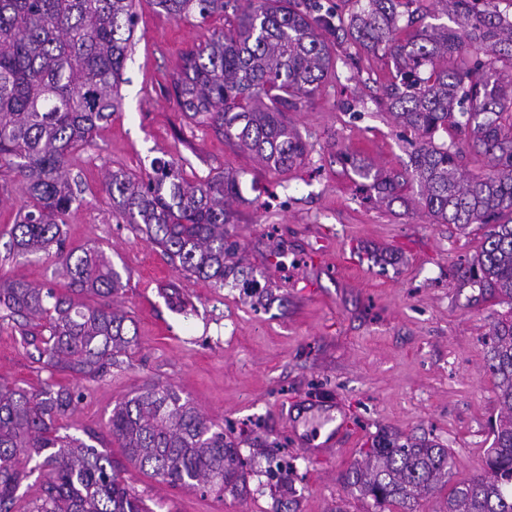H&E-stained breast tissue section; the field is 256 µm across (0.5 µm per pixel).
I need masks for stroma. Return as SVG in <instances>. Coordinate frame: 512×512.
I'll list each match as a JSON object with an SVG mask.
<instances>
[{
    "instance_id": "35a3bbf8",
    "label": "stroma",
    "mask_w": 512,
    "mask_h": 512,
    "mask_svg": "<svg viewBox=\"0 0 512 512\" xmlns=\"http://www.w3.org/2000/svg\"><path fill=\"white\" fill-rule=\"evenodd\" d=\"M225 28L222 16L178 21L143 0L122 107L70 157L80 193L66 218L68 245L98 246L120 272L109 303L133 323L135 344L120 365L79 379L43 368L0 319V380L79 386L84 397L59 426L95 433L150 512H374L342 475L384 434L439 442L455 456L451 484L468 480L485 467L498 415L483 339L507 307L454 270L479 251L481 226L431 223L409 191L381 204L357 174L365 165L401 173L409 160L384 93L392 58L328 34L332 75L287 115L307 154L280 173L191 123L176 102L185 52ZM157 159L191 180L238 176L230 229L256 287L187 275L136 225L120 223L105 173L138 175ZM11 180L0 173V186ZM24 204L10 188L0 197V279L64 287L55 259L8 255ZM149 381L172 385L223 425L246 462L243 493L172 487L128 462L107 421Z\"/></svg>"
}]
</instances>
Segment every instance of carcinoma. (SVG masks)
Segmentation results:
<instances>
[{
  "instance_id": "1",
  "label": "carcinoma",
  "mask_w": 512,
  "mask_h": 512,
  "mask_svg": "<svg viewBox=\"0 0 512 512\" xmlns=\"http://www.w3.org/2000/svg\"><path fill=\"white\" fill-rule=\"evenodd\" d=\"M364 2L346 23L317 0H153L175 20L205 22L232 8L235 25L183 57L173 80L192 122L235 141L267 167L286 172L307 145L285 112L315 94L334 72L323 32L343 31L392 57L391 114L412 146L403 175L373 177L381 200L404 185L434 224L485 229L480 250L460 262L465 282L512 307V20L487 0H444L450 23L401 38L398 0ZM139 0H0V169L15 174L27 201L10 252L54 255L66 289L0 281V309L21 329L37 361L94 377L131 347L127 317L88 297L108 298L120 273L97 246L69 249L63 226L78 201L69 155L121 109L122 71L138 23ZM450 140L437 142L441 134ZM489 163L472 169L461 144ZM105 191L125 224H135L180 271L222 288H250L227 225L238 179L188 180L173 161L140 175L109 173ZM499 413L484 473L455 486L440 512H512V310L485 341ZM82 397L76 387L27 390L0 384V512H148L121 482L112 456L88 440L59 434L56 422ZM107 427L126 458L172 487L219 494L246 487V462L224 427L170 385L147 382L112 408ZM453 454L438 443L378 437L344 474L377 512H416L448 486ZM46 471L39 496L18 510V490Z\"/></svg>"
}]
</instances>
